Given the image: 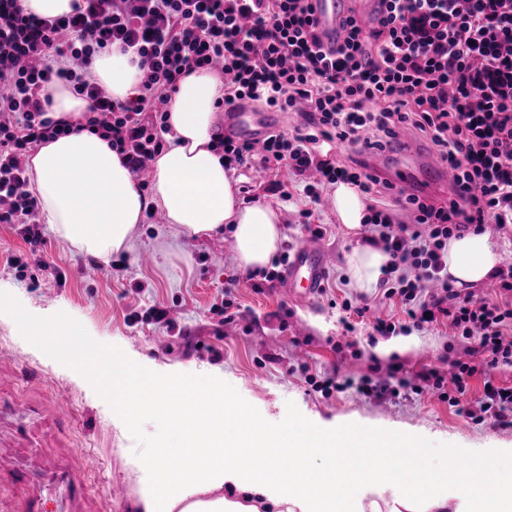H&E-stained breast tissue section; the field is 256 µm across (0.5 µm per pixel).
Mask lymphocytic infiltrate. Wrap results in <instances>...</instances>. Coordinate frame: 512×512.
Segmentation results:
<instances>
[{
	"instance_id": "f902f5d3",
	"label": "lymphocytic infiltrate",
	"mask_w": 512,
	"mask_h": 512,
	"mask_svg": "<svg viewBox=\"0 0 512 512\" xmlns=\"http://www.w3.org/2000/svg\"><path fill=\"white\" fill-rule=\"evenodd\" d=\"M312 0H75L69 14L42 18L20 0H0V224L15 225L39 251V206L30 190L29 154L46 139L83 130L99 134L139 173L163 148V111L182 76L209 69L224 79L223 105L258 102L294 112L300 124L270 134L262 150L221 136L227 165L287 167L303 177L307 198L344 182L369 196L393 190L371 172L365 153L392 146L406 131L425 137L455 173L458 192L434 203L399 195L411 222L369 205L364 244L390 256L404 323L379 318L375 335L446 326L482 350V363L453 362L397 383L363 380V394L436 392L467 418L512 427V385L486 380L512 366V264L492 275L490 297L461 294L448 280V239L486 225L512 227V0H384L378 27L348 18L336 53L322 51ZM129 54L143 73L138 95L112 98L93 78L100 54ZM60 84L86 98L84 123L48 117ZM353 154L337 159L332 144ZM483 392L466 403L470 382Z\"/></svg>"
}]
</instances>
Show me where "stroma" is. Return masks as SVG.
I'll return each instance as SVG.
<instances>
[{
    "instance_id": "stroma-1",
    "label": "stroma",
    "mask_w": 512,
    "mask_h": 512,
    "mask_svg": "<svg viewBox=\"0 0 512 512\" xmlns=\"http://www.w3.org/2000/svg\"><path fill=\"white\" fill-rule=\"evenodd\" d=\"M233 178L243 202L280 210L284 240L307 239L300 212L312 208V223L327 228L319 240L330 257L327 294L295 305L284 294L283 279L270 281L238 267L230 232L191 238L159 211L137 225L128 249L114 253L94 279L84 275L93 255L50 226H43L44 243L34 252L13 225L0 224V455L13 462L0 472V512H18L24 496L43 500V512H141L148 476L135 462L153 453L158 421L144 415L134 424H117L109 393L79 378L77 359L65 356L64 345L79 342L141 360L164 376H219L225 395L273 426L300 416L330 427L366 423L420 439L423 458L435 467L481 448H512V428L473 422L434 395L404 391L378 398L355 385L320 391L317 381L335 374L356 384L389 378L398 369L407 376L431 367L446 372L453 361L475 364L481 357L468 354L443 326L375 341L367 326L345 331L340 309L330 304L336 297L368 303L385 318L402 316L381 288L349 287L346 256L359 232L338 224L329 205H311L302 184L284 180L276 169L256 163L234 170ZM279 180L289 197L272 191ZM145 252L153 255L151 264H141ZM12 256L27 262L25 279L9 267ZM45 260L57 265L63 280L42 270ZM225 292L234 302L229 321L211 310ZM154 307L164 311L163 321L151 315ZM304 363L314 382L298 372ZM58 392L74 405L69 420L52 411ZM80 448L97 468L83 477V495L65 504L48 495L44 477L57 469L78 471ZM116 482L124 485V497H112Z\"/></svg>"
}]
</instances>
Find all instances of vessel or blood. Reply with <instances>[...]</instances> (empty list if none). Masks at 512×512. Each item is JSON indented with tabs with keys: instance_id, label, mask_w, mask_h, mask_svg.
Instances as JSON below:
<instances>
[{
	"instance_id": "obj_1",
	"label": "vessel or blood",
	"mask_w": 512,
	"mask_h": 512,
	"mask_svg": "<svg viewBox=\"0 0 512 512\" xmlns=\"http://www.w3.org/2000/svg\"><path fill=\"white\" fill-rule=\"evenodd\" d=\"M385 7L381 0H313V17L321 45L332 53L342 44L346 35L345 20L356 16L363 28H370L383 18ZM281 124L273 112H254L245 107H231L224 113V130L233 137L252 144H262L265 138ZM396 176L403 187L414 188L422 170H430L436 181L453 183L454 173L446 163L437 161L421 146L408 143L396 154ZM329 267V257L317 244L305 242L289 254L283 266V276L289 297L306 303L320 291ZM451 476L467 480L473 478L466 464L457 458L450 459ZM484 486H492L497 475L488 470L475 476Z\"/></svg>"
}]
</instances>
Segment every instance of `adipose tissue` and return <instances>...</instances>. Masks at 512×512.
<instances>
[{"label":"adipose tissue","mask_w":512,"mask_h":512,"mask_svg":"<svg viewBox=\"0 0 512 512\" xmlns=\"http://www.w3.org/2000/svg\"><path fill=\"white\" fill-rule=\"evenodd\" d=\"M94 76L113 97L139 92L141 72L119 50L97 58ZM223 94L219 75L209 70L180 80L167 112L168 146L154 161L148 196L101 136L85 130L42 143L29 176L45 223L74 247L106 260L128 247L147 211L158 209L190 237L230 228L239 267L265 268L282 239V215L238 197L212 139ZM332 196L339 222L359 228L368 214L365 197L343 183ZM447 262L450 282L461 288L487 281L500 257L489 231H469L449 238ZM387 263L379 248L353 247L347 256L351 287L376 288ZM88 366L110 392L119 421L129 424L147 413L163 422L154 453L141 462L152 472L144 512H365L368 497L386 492L405 512H444L454 500L463 503V512H512V475L486 488L444 470L429 472L415 462L414 439L391 438L361 423L327 430L291 418L270 427L227 399L223 385L209 377L163 378L145 363L101 349L90 352ZM171 390L180 396L172 406L165 402ZM171 454L181 459L178 470L163 464ZM396 456L408 460L406 472L392 465ZM347 458L356 467L344 468ZM339 484L346 488L341 496L334 491Z\"/></svg>","instance_id":"obj_1"}]
</instances>
